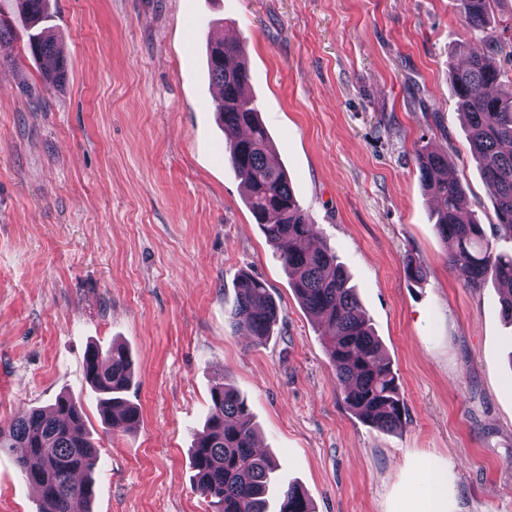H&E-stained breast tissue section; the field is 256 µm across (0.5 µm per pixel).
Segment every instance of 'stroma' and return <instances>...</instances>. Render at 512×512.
Here are the masks:
<instances>
[{
  "mask_svg": "<svg viewBox=\"0 0 512 512\" xmlns=\"http://www.w3.org/2000/svg\"><path fill=\"white\" fill-rule=\"evenodd\" d=\"M0 18L14 30L0 43V423L73 398L100 450L92 512H210L190 448L221 381L315 512H411L432 468L448 512H512V324L497 283L468 288L449 268L416 160L447 154L468 210L495 223L449 80L475 41L452 0H49L57 86L14 0ZM226 34L398 377L395 431L344 404L224 160L206 46ZM245 273L279 308L261 346L229 323ZM115 342L134 363L130 432L105 425L83 368ZM16 457L0 451V512H37ZM27 47L30 54L42 61L46 83L60 84L66 77V65L61 48L52 35L43 31L29 33Z\"/></svg>",
  "mask_w": 512,
  "mask_h": 512,
  "instance_id": "1",
  "label": "stroma"
}]
</instances>
